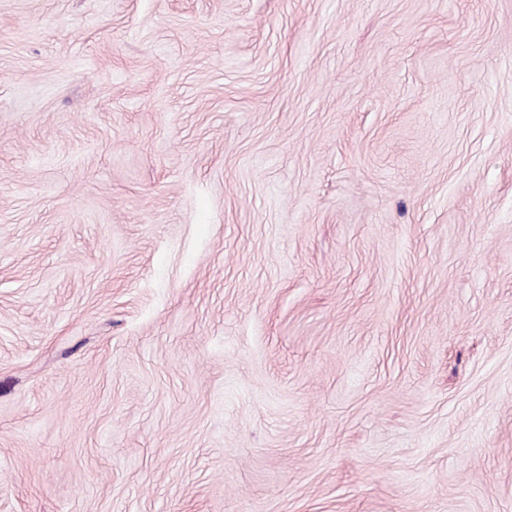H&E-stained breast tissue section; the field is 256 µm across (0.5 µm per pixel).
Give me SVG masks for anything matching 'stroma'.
I'll return each instance as SVG.
<instances>
[{
	"instance_id": "stroma-1",
	"label": "stroma",
	"mask_w": 512,
	"mask_h": 512,
	"mask_svg": "<svg viewBox=\"0 0 512 512\" xmlns=\"http://www.w3.org/2000/svg\"><path fill=\"white\" fill-rule=\"evenodd\" d=\"M0 512H512V0H0Z\"/></svg>"
}]
</instances>
